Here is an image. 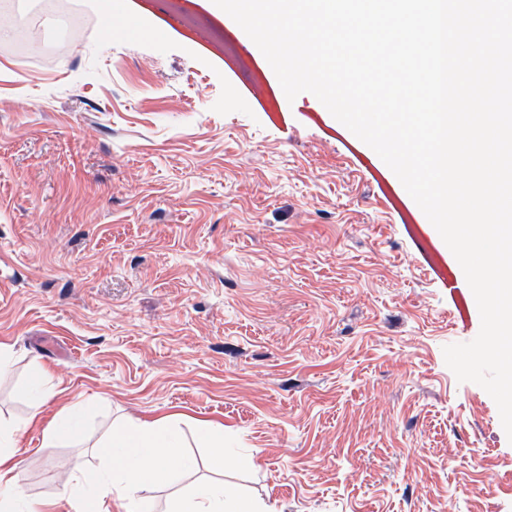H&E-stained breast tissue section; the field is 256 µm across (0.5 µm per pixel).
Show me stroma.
Segmentation results:
<instances>
[{
  "label": "stroma",
  "mask_w": 512,
  "mask_h": 512,
  "mask_svg": "<svg viewBox=\"0 0 512 512\" xmlns=\"http://www.w3.org/2000/svg\"><path fill=\"white\" fill-rule=\"evenodd\" d=\"M11 0L0 39V423L16 480L102 468L121 421L224 429L225 484L264 512H512V442L445 346L481 320L393 171L311 93L283 98L249 36L198 0ZM137 12L130 26L129 12ZM162 35H154V28ZM458 292H450L449 280ZM43 368L54 396L26 392ZM84 407L83 447L43 428Z\"/></svg>",
  "instance_id": "35a3bbf8"
}]
</instances>
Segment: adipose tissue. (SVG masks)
Returning a JSON list of instances; mask_svg holds the SVG:
<instances>
[{"mask_svg":"<svg viewBox=\"0 0 512 512\" xmlns=\"http://www.w3.org/2000/svg\"><path fill=\"white\" fill-rule=\"evenodd\" d=\"M22 436L19 427L0 431V512H55L56 498L22 499L13 491L11 474ZM98 453L106 466L94 475L67 466L57 470L58 485L74 512H155L145 490L166 485L176 471L190 468L178 433L163 418L113 429L100 442ZM168 504L172 512H262L255 502L234 497L221 483H198L188 495L172 497Z\"/></svg>","mask_w":512,"mask_h":512,"instance_id":"ef3b65f1","label":"adipose tissue"}]
</instances>
